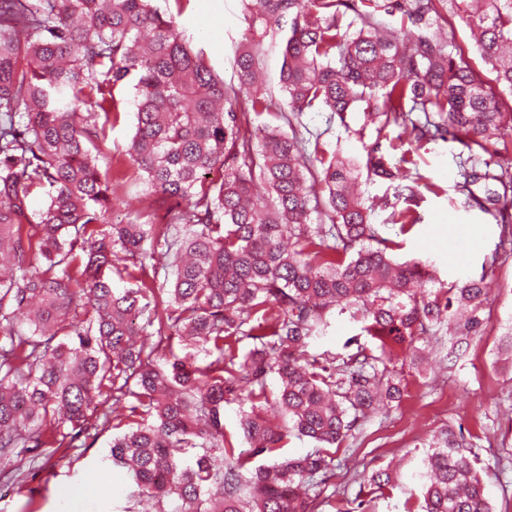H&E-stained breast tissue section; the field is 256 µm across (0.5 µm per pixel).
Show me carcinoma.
I'll return each mask as SVG.
<instances>
[{
  "instance_id": "1",
  "label": "carcinoma",
  "mask_w": 512,
  "mask_h": 512,
  "mask_svg": "<svg viewBox=\"0 0 512 512\" xmlns=\"http://www.w3.org/2000/svg\"><path fill=\"white\" fill-rule=\"evenodd\" d=\"M153 2L0 0V457L69 448L102 425L115 430L106 459L143 512L167 497L176 512H316L358 421L401 402L400 354L420 364L417 343L445 331L451 356L484 331L486 276L449 285L427 260H396L359 172L394 177L381 153L390 127L418 144L457 140L465 204L512 239V0L459 7L491 80L452 51L454 0H242L235 85ZM277 37L280 99L263 79ZM353 108L376 131L363 164L308 147L294 123ZM129 113L124 152L100 164L89 146ZM402 180L407 203L437 189L418 172ZM139 186L145 212L112 222ZM34 194L46 201L37 215ZM390 221L418 216L395 208ZM332 306L376 348L307 357ZM272 375L286 424L262 415ZM235 400L249 404L239 452L224 432ZM293 434L315 447L281 456ZM462 447L452 431L435 436L418 472L423 512H491ZM259 456L273 463L251 468ZM354 479L393 483L386 469Z\"/></svg>"
}]
</instances>
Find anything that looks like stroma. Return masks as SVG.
I'll use <instances>...</instances> for the list:
<instances>
[{
	"instance_id": "obj_1",
	"label": "stroma",
	"mask_w": 512,
	"mask_h": 512,
	"mask_svg": "<svg viewBox=\"0 0 512 512\" xmlns=\"http://www.w3.org/2000/svg\"><path fill=\"white\" fill-rule=\"evenodd\" d=\"M195 42L203 46L225 82L234 79L233 47L245 29L240 0H191L178 19ZM302 123L319 134L326 149L365 158V148L380 142L391 168L401 166L410 155L420 174L436 183L439 193L423 192L417 207L418 224L408 233L390 225L389 210H377L375 223L385 225L396 241V254L403 260L431 258L436 275L447 283L488 276L491 293L481 316L486 321L481 339L448 359V340L427 343L421 370L405 369L407 390L398 407L378 410L363 420L349 447L336 454V485L339 495L321 493L318 512H355L358 484L349 469L360 472L389 467L396 486L382 496H372L367 512H416L420 490L414 479L431 439L442 429L463 433L481 466L489 470L485 480L494 512H512V352L501 349L500 339L512 330V245L500 239V226L479 210L468 207L457 188L458 158L462 144L437 141L422 145L390 128L386 138H377L364 123L361 110L347 113L345 122H328L326 113L306 112ZM454 252H447V242ZM496 257L492 271H483L489 257ZM324 337L310 341L311 357L344 356L345 343L358 338L369 343L361 324L349 313L332 309L326 315ZM111 431L103 430L79 440L66 453L42 454L34 475L22 483H0V512H131L125 471L107 462ZM110 472L111 494L84 497L78 488L90 474Z\"/></svg>"
}]
</instances>
